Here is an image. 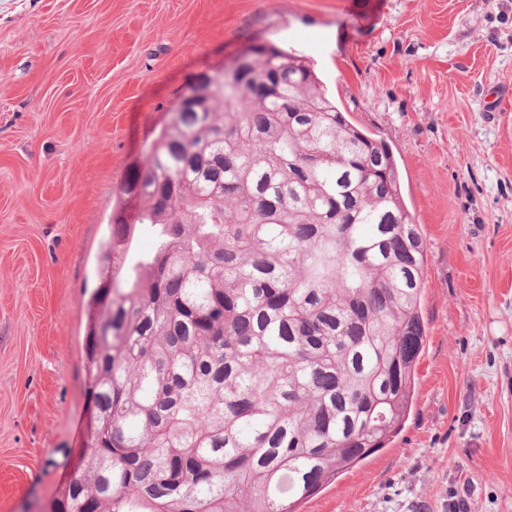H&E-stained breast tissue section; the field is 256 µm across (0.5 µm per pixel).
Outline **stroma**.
Here are the masks:
<instances>
[{
	"label": "stroma",
	"mask_w": 512,
	"mask_h": 512,
	"mask_svg": "<svg viewBox=\"0 0 512 512\" xmlns=\"http://www.w3.org/2000/svg\"><path fill=\"white\" fill-rule=\"evenodd\" d=\"M258 44L387 144L426 244L404 426L300 512H512V0H0V512H45L82 464L128 170Z\"/></svg>",
	"instance_id": "35a3bbf8"
}]
</instances>
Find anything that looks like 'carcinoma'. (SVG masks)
Masks as SVG:
<instances>
[{"label":"carcinoma","mask_w":512,"mask_h":512,"mask_svg":"<svg viewBox=\"0 0 512 512\" xmlns=\"http://www.w3.org/2000/svg\"><path fill=\"white\" fill-rule=\"evenodd\" d=\"M203 103L123 185L85 344L100 424L47 512H297L410 411L425 244L389 147L273 45Z\"/></svg>","instance_id":"obj_1"}]
</instances>
